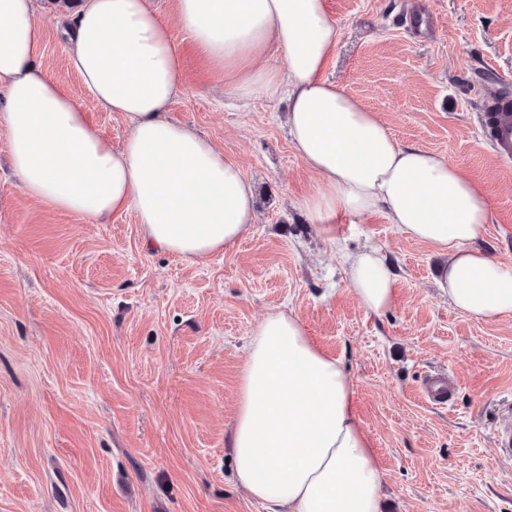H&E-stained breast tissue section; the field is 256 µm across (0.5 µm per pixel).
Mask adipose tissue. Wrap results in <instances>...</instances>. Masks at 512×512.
Masks as SVG:
<instances>
[{"instance_id": "1", "label": "adipose tissue", "mask_w": 512, "mask_h": 512, "mask_svg": "<svg viewBox=\"0 0 512 512\" xmlns=\"http://www.w3.org/2000/svg\"><path fill=\"white\" fill-rule=\"evenodd\" d=\"M224 91L287 93L291 145L319 185L301 202L337 239L336 220L384 210L409 238L446 249L442 296L479 319L512 315V266L478 245L484 193L451 161L400 146L358 100L324 78L339 37L325 0H174ZM69 64L93 101L131 122L120 147L39 67L33 0H0V124L23 190L96 221L134 210L145 244L195 261L235 245L255 220L241 169L193 129L164 119L180 94L181 60L146 0H85ZM281 56L254 68L255 59ZM370 312L390 309L397 277L377 249L345 256ZM236 484L271 512H382L385 474L335 356L293 312L269 313L247 348L229 431Z\"/></svg>"}]
</instances>
